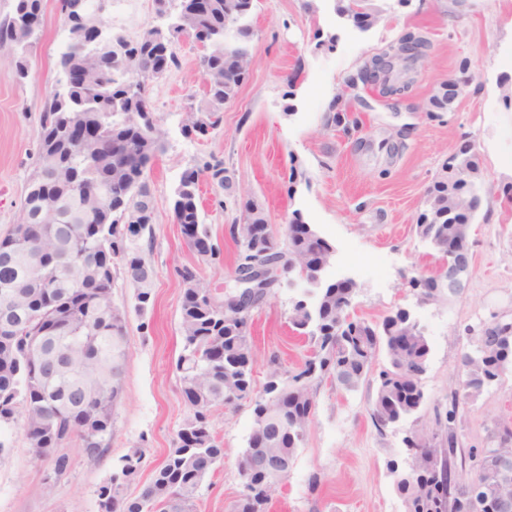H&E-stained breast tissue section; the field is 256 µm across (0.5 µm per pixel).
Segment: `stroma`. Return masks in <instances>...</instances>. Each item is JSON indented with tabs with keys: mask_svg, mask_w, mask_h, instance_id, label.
<instances>
[{
	"mask_svg": "<svg viewBox=\"0 0 512 512\" xmlns=\"http://www.w3.org/2000/svg\"><path fill=\"white\" fill-rule=\"evenodd\" d=\"M377 23L361 32L346 26L335 0H260L246 19L254 32L251 66L237 97L225 105L220 126L207 136L188 135L190 109L205 103V86L192 41L176 47L180 65L154 85V116L164 133L147 183L158 205L149 259L155 271L152 302L135 310L134 290L116 270L112 305L126 319L121 391L107 451L88 456L79 441L66 445L65 476L45 486L48 463L35 460L19 430L0 433V512H98L95 490L120 458L142 450L138 496L172 448L189 415L175 362L182 349V266L197 269L205 286L234 285L239 248L228 228L246 200H257L269 221L281 225L299 211L335 247L328 279L357 284L353 312L381 320L402 308L430 345L422 378L425 404L418 414L385 430L370 418L376 382L348 391L324 379L294 467L273 494L269 512H406L394 469H407L405 440L426 432L428 446L446 448L456 434L461 451L486 447L512 428V372L461 401L453 429L437 427L461 373L463 351L483 330L512 322V206L502 189L512 184V0H369ZM424 31L430 46L414 86L398 107L374 99L347 80L363 62L408 31ZM68 35L58 0H43L38 40L26 78L13 75L16 55L0 44V232L18 223L28 183L38 165L40 113L57 77L56 62ZM466 68L468 82L444 112L426 103L448 74ZM342 97L358 127L331 124L329 104ZM469 143L479 159L483 198L471 226L472 263L459 294L421 301L410 280L432 272L438 255L416 233L426 191L443 163ZM223 161L230 179L222 190L200 182V218L218 248L200 256L183 239L172 201L186 169ZM300 175L290 179V166ZM296 288L276 289L250 325L253 391L262 393L273 371L295 370L312 344L290 323ZM253 402L217 407L212 433L224 446V463L203 482L197 512H231L243 491L237 463L253 425ZM320 484L310 488L311 474Z\"/></svg>",
	"mask_w": 512,
	"mask_h": 512,
	"instance_id": "obj_1",
	"label": "stroma"
}]
</instances>
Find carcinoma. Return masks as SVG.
Listing matches in <instances>:
<instances>
[{
  "mask_svg": "<svg viewBox=\"0 0 512 512\" xmlns=\"http://www.w3.org/2000/svg\"><path fill=\"white\" fill-rule=\"evenodd\" d=\"M245 2L206 0L207 9L190 20L191 26L215 35L199 56V67L208 79L207 107L200 115L190 116L203 120L202 135L221 124L224 105L238 94L239 86L226 83L225 78L240 61L251 58V32L238 25L245 16ZM367 2L336 0V13L353 26L368 29L372 23L367 18L375 13ZM128 42L138 53L137 70L126 73L121 66L102 76L97 60L87 56L82 36L70 37L69 58L88 69L90 86L72 92L66 103L51 100L45 105L40 115L38 167L24 200L29 234L21 240L12 227L0 236V322L13 328L12 340L0 339V429L21 428L32 455L49 462L56 479L69 472L71 463L67 455L54 454V449L78 439L93 455L105 453L112 438V407L121 387L125 319L112 306V299H97L98 290L112 287V271L97 277L93 267L100 266L104 256L111 266L121 264L135 288L137 312H144L152 299L154 269L140 238L127 236L126 225L152 224L156 218L157 206L145 172L162 150L163 132L153 118L151 90L164 77L157 70V53L163 45L151 27L131 41L118 37L119 44ZM0 43L15 48V73L27 75L28 53L23 47L29 38L13 26L10 15L0 24ZM429 46L424 33L408 31L370 57L348 83L369 82L374 73L368 64L391 57L394 62L383 72V83L393 92L406 91L410 84L404 78L411 62L407 57L396 60L397 52L423 54ZM78 117L100 128L101 148L91 155L71 142L69 125ZM442 169L450 174L429 189L428 209L419 216L416 230L422 240L429 239L436 249L446 251L460 246L455 226L472 223L482 203L483 185L478 160L470 149L458 150ZM203 176L221 189L227 183L220 162L193 167L184 172L172 205L174 221L187 227L192 248L209 240L197 205V186ZM103 197L109 199L106 206L101 203ZM49 204L55 215L52 223L43 224L40 213ZM255 210L254 228L229 227L240 248V267L249 262L267 265L280 258L264 207L253 199L243 204V212ZM288 223L300 227V235L289 240V252L304 256L314 251L317 243L332 247L299 212H292ZM29 251L41 253L39 267L27 259ZM178 275L183 346L176 370L183 382L194 367L202 370L194 398L203 406L184 423L192 435L178 431L174 447L134 498L124 496L123 489L137 478L143 455L135 452L120 460L116 471L96 491L98 512H140V505L149 503L162 504L169 512H196L197 494L205 478L224 460V448L211 432L212 411L252 393V368L245 357L251 352L249 325L224 323V315L216 309L219 299L198 280L195 269L184 267ZM350 294L349 288L326 287L319 289L314 305L302 300L294 304L290 321L298 330L314 326L310 334L316 349L298 370L288 373V388L299 389L301 394L270 405L272 416L288 422L292 435L268 451L297 454L302 444L299 433L307 426L310 410L307 396H316L325 377L346 390L357 388L373 372L381 351L386 364L377 373L371 410L376 427L383 430L420 411L424 403L422 375L430 352L425 336L414 328L404 336L395 335L396 322L390 315L380 323L351 316L344 310ZM34 336L42 338L44 355L64 359L50 378L30 349ZM481 341L502 349V355L481 367L471 363L470 353H462L458 390L451 393L446 412L449 465L436 469L430 452L421 450L412 480L396 482L407 512H447L448 495L460 481L459 466L465 465V461H457L452 427L459 397L481 391L487 381L497 377L501 360L512 362V334L505 337L493 326L484 331ZM250 480V492L238 499L234 512H269L261 499V475L253 474Z\"/></svg>",
  "mask_w": 512,
  "mask_h": 512,
  "instance_id": "cac0c4a2",
  "label": "carcinoma"
}]
</instances>
